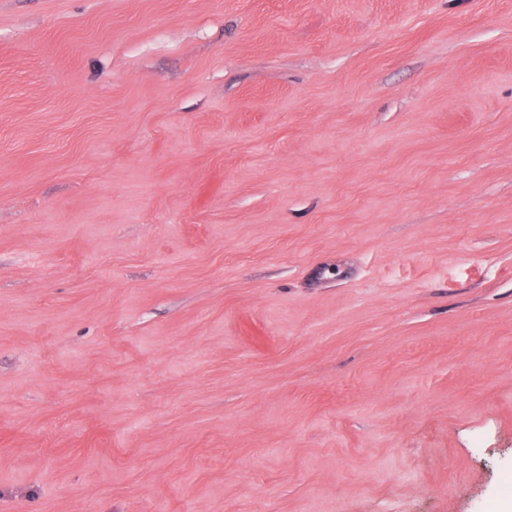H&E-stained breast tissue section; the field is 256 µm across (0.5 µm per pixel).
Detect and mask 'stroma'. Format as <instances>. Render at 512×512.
I'll list each match as a JSON object with an SVG mask.
<instances>
[{"instance_id":"stroma-1","label":"stroma","mask_w":512,"mask_h":512,"mask_svg":"<svg viewBox=\"0 0 512 512\" xmlns=\"http://www.w3.org/2000/svg\"><path fill=\"white\" fill-rule=\"evenodd\" d=\"M512 500V0H0V512Z\"/></svg>"}]
</instances>
